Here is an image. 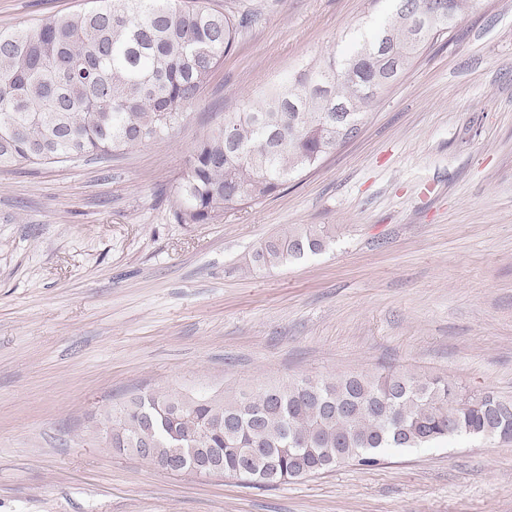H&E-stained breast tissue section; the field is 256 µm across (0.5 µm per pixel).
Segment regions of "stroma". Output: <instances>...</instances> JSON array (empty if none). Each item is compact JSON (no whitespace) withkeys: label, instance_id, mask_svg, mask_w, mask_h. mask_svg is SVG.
Instances as JSON below:
<instances>
[{"label":"stroma","instance_id":"35a3bbf8","mask_svg":"<svg viewBox=\"0 0 512 512\" xmlns=\"http://www.w3.org/2000/svg\"><path fill=\"white\" fill-rule=\"evenodd\" d=\"M89 0H0L27 26ZM253 14L183 124L109 159L0 170V512H512V440L458 437L275 487L109 448L147 390L253 391L400 369L512 399V0H481L272 199L173 217L226 109L378 23L388 0H209ZM290 224L336 244L270 270Z\"/></svg>","mask_w":512,"mask_h":512}]
</instances>
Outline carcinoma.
I'll use <instances>...</instances> for the list:
<instances>
[{"mask_svg": "<svg viewBox=\"0 0 512 512\" xmlns=\"http://www.w3.org/2000/svg\"><path fill=\"white\" fill-rule=\"evenodd\" d=\"M450 16L384 64L392 16L319 63L281 76L224 116L193 146L177 187L178 224H211L224 208L268 199L342 146L340 117L362 125L369 108L457 19L481 0H447ZM248 20L203 0H98L86 11L28 27L0 26V169L111 156L167 136L187 117ZM336 242L332 224H292L251 262L272 268ZM109 447L150 445L152 463L181 449L184 473L202 457L224 471L244 463L260 486L353 461L374 467L389 451L458 436H512V400L463 392L445 379L399 370L334 379L301 377L226 395L148 392L104 416Z\"/></svg>", "mask_w": 512, "mask_h": 512, "instance_id": "carcinoma-1", "label": "carcinoma"}]
</instances>
